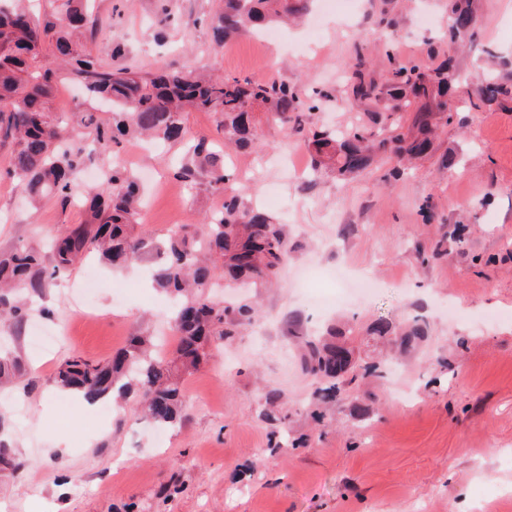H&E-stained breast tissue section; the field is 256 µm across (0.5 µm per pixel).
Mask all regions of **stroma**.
I'll return each mask as SVG.
<instances>
[{
	"label": "stroma",
	"mask_w": 512,
	"mask_h": 512,
	"mask_svg": "<svg viewBox=\"0 0 512 512\" xmlns=\"http://www.w3.org/2000/svg\"><path fill=\"white\" fill-rule=\"evenodd\" d=\"M219 0H95L100 25L87 44L112 67L156 72L169 65L214 76L285 82L301 94L330 91L314 126H366L386 136L408 126L407 112L344 99L345 67L356 53L382 52L403 35L400 59L429 61L441 46L463 79L449 94L450 123L432 152L404 175L386 169L342 183L312 173V156L293 130L256 113L263 162L237 151V185L247 202L288 226V262L279 287L261 290L264 318L183 379L185 416L163 442L136 434L144 418L133 402L107 413L79 403L53 383L68 356L104 360L131 336L157 339L168 356L177 335L168 299L141 266L98 268L95 314L78 316L71 289L97 266L88 258L58 280L21 333L0 332L19 353L33 391H0L13 416L7 440L18 462L0 472V512H512V106L471 108L479 75L512 80V0H473L474 38H448V0H347L321 16L318 48H298L306 27L285 30L284 45L245 34L213 47L207 18ZM0 148V253L49 239L83 219L79 203L31 204L8 176ZM177 145L144 150L135 160L157 178L139 215L140 231L163 237L174 224H199L224 199L199 185L173 191ZM433 218L422 222L419 207ZM444 255H419L454 226ZM418 314L428 334L369 380L357 399L337 397L315 424L309 380L294 335L354 321V356L375 362L381 346L367 329L385 318L402 325ZM67 326L70 341L49 352L31 347L32 326ZM278 390L288 428L304 447L271 444L259 405Z\"/></svg>",
	"instance_id": "35a3bbf8"
}]
</instances>
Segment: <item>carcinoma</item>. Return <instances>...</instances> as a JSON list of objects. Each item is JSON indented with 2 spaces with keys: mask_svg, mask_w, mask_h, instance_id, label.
I'll return each instance as SVG.
<instances>
[{
  "mask_svg": "<svg viewBox=\"0 0 512 512\" xmlns=\"http://www.w3.org/2000/svg\"><path fill=\"white\" fill-rule=\"evenodd\" d=\"M0 4V148L9 147L7 175L16 178L29 198L38 203L55 199L61 207L73 201L76 175L92 156L107 161L123 142L134 138L182 144L185 158L174 177L188 185L204 183L224 197L223 208L205 216L203 224L188 230L184 224L166 234L160 244L136 232L142 197L133 173L108 166L99 190L85 199V217L54 237L49 256L26 246L0 254V319L21 329L35 301L58 278L71 272L88 255L122 269L164 248L166 262L153 274V286L171 297L177 346L170 358L150 355L151 340L135 335L128 345L105 362L79 356L59 365L55 387L88 403L105 397L125 399L137 394L147 418L165 427L181 421L184 407L182 380L211 356L213 340L238 335L257 315L256 297L243 296L232 305L213 301L210 288L218 278L264 288L275 281L288 257L286 225L265 210L246 203L233 185L224 151L204 137L190 134L182 121L187 109L209 112L224 133V145L242 150L258 147L255 108L301 135L314 154L313 171L326 170L339 180L369 173L395 163L389 176L400 174L399 164L428 154L438 125V114L448 111V92L458 76L450 63L435 68L416 60L401 61L385 52L386 69L375 77L362 56L347 65L348 95L359 101L383 103L390 112L412 110L406 131L376 140L363 126L344 130L321 129L307 123L321 101L316 91L302 98L283 82H260L248 77L214 78L161 69L143 75L130 67H105L83 41L88 30L86 0H54L53 18L36 21L12 0ZM312 0H221L211 17L214 40L221 45L254 28H269L300 19ZM450 38L461 42L470 34V0H449ZM52 37L53 54L86 93L112 103V119L104 123L94 112H52L53 70L29 72L30 63ZM512 97V87L487 82L479 102L490 104ZM424 321L415 317L396 334L392 322L379 319L371 333L396 337L403 348L427 335ZM351 352L346 336L337 341L308 340L302 368L313 386L312 396L324 403L336 400L342 386L357 378L380 376L379 367L340 363V352ZM20 355L0 352V384L22 377ZM280 394L265 395L263 415L277 422L281 447L288 440V411L275 416L268 408L280 405Z\"/></svg>",
  "mask_w": 512,
  "mask_h": 512,
  "instance_id": "1",
  "label": "carcinoma"
}]
</instances>
